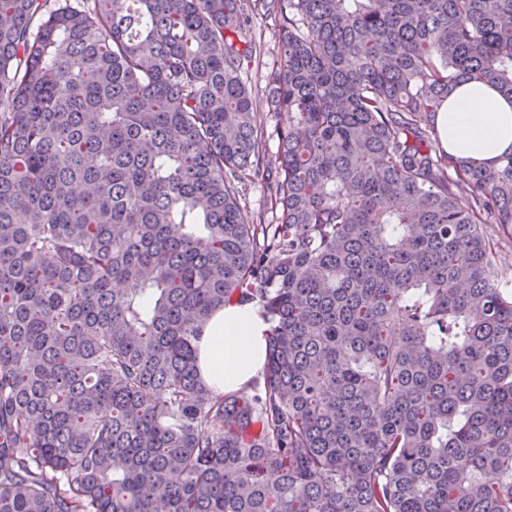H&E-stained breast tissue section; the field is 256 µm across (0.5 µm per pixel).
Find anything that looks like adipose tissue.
Segmentation results:
<instances>
[{
    "mask_svg": "<svg viewBox=\"0 0 512 512\" xmlns=\"http://www.w3.org/2000/svg\"><path fill=\"white\" fill-rule=\"evenodd\" d=\"M443 147L458 157L486 162L512 153V97L489 84H459L437 116ZM270 324L255 304L217 310L197 343L198 369L218 393L261 378Z\"/></svg>",
    "mask_w": 512,
    "mask_h": 512,
    "instance_id": "adipose-tissue-1",
    "label": "adipose tissue"
}]
</instances>
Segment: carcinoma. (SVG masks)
Returning a JSON list of instances; mask_svg holds the SVG:
<instances>
[{"label": "carcinoma", "mask_w": 512, "mask_h": 512, "mask_svg": "<svg viewBox=\"0 0 512 512\" xmlns=\"http://www.w3.org/2000/svg\"><path fill=\"white\" fill-rule=\"evenodd\" d=\"M56 2L0 0V512H512V154L435 123L512 97V0ZM234 300L263 384L218 394ZM259 13L253 17L246 39H252L257 46H260V55L252 60L247 68L245 65L243 78L252 92L255 112H267V76L273 68H276L278 50L273 29L269 25L271 21H265L262 12L259 11ZM443 147L494 162L512 153V98L490 84L461 83L436 116ZM488 233L492 236L494 242H497V263L499 269L504 275L512 278V241L504 237L497 236V227L495 224H488ZM271 324L253 303L217 310L198 340V369L216 391L239 390L261 379Z\"/></svg>", "instance_id": "obj_1"}]
</instances>
